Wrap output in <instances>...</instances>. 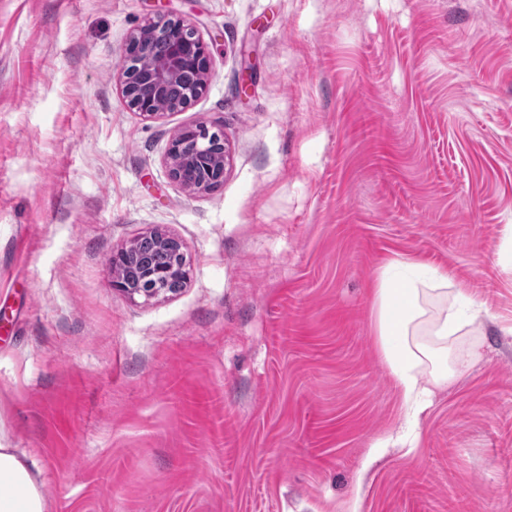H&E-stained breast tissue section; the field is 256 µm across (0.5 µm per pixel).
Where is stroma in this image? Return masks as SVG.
Here are the masks:
<instances>
[{
    "label": "stroma",
    "mask_w": 512,
    "mask_h": 512,
    "mask_svg": "<svg viewBox=\"0 0 512 512\" xmlns=\"http://www.w3.org/2000/svg\"><path fill=\"white\" fill-rule=\"evenodd\" d=\"M159 16L211 76L146 119L122 54ZM199 122L232 158L191 195ZM154 227L189 280L132 300L109 261ZM396 258L487 308L483 358L370 462ZM0 445L48 512H512V0H0ZM179 132L171 140L167 152L166 167L169 177L189 192L207 191L206 185L215 180L223 182L229 157L223 131L217 135L215 131L210 132L205 123H198ZM216 144H224V162H216ZM179 168L194 170L196 182H182L176 176Z\"/></svg>",
    "instance_id": "stroma-1"
}]
</instances>
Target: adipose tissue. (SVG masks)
Wrapping results in <instances>:
<instances>
[{"mask_svg":"<svg viewBox=\"0 0 512 512\" xmlns=\"http://www.w3.org/2000/svg\"><path fill=\"white\" fill-rule=\"evenodd\" d=\"M476 304L463 289L453 287L446 270L423 264L411 286L401 285L391 270L378 277L377 340L400 390L407 418L424 410L433 389L452 383L454 369L434 370L422 385L425 361L450 359V340L464 327ZM42 484L25 457L0 446V512H46Z\"/></svg>","mask_w":512,"mask_h":512,"instance_id":"ef3b65f1","label":"adipose tissue"}]
</instances>
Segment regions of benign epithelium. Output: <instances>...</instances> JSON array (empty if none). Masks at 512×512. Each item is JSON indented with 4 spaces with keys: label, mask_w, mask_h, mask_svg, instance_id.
Masks as SVG:
<instances>
[{
    "label": "benign epithelium",
    "mask_w": 512,
    "mask_h": 512,
    "mask_svg": "<svg viewBox=\"0 0 512 512\" xmlns=\"http://www.w3.org/2000/svg\"><path fill=\"white\" fill-rule=\"evenodd\" d=\"M210 52L195 30L179 17L146 21L127 39L123 51L122 95L128 106L145 119L160 116L158 98L177 87L183 109L200 98L210 79ZM225 144L224 135L204 123L183 129L171 140L166 167L169 177L189 192L206 190L212 181L224 180L226 163L216 161L214 146ZM173 259L166 266L132 267L138 286L132 288L122 271L128 267L129 248L114 253L109 265L112 286L130 299L148 302L174 292L172 282L186 283L187 259L181 241L158 230L150 232Z\"/></svg>",
    "instance_id": "7a95c632"
}]
</instances>
